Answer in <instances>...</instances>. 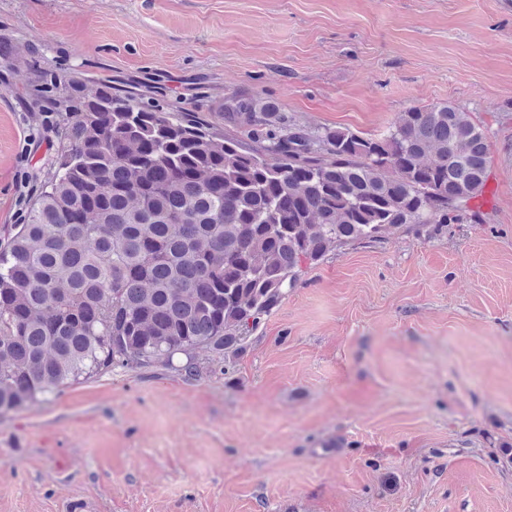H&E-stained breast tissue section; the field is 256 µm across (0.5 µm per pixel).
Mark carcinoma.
<instances>
[{"label":"carcinoma","mask_w":512,"mask_h":512,"mask_svg":"<svg viewBox=\"0 0 512 512\" xmlns=\"http://www.w3.org/2000/svg\"><path fill=\"white\" fill-rule=\"evenodd\" d=\"M63 152L0 248V413L113 368L232 378L304 268L395 232L481 224L489 144L413 105L380 136L301 124L247 90L202 122L46 72Z\"/></svg>","instance_id":"carcinoma-1"}]
</instances>
